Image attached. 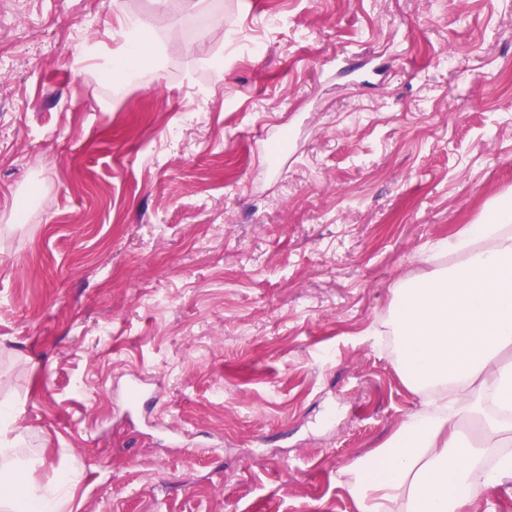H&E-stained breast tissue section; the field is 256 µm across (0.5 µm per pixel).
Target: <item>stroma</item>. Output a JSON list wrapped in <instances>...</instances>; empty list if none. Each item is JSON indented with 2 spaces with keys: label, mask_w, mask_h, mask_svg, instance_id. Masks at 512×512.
Returning <instances> with one entry per match:
<instances>
[{
  "label": "stroma",
  "mask_w": 512,
  "mask_h": 512,
  "mask_svg": "<svg viewBox=\"0 0 512 512\" xmlns=\"http://www.w3.org/2000/svg\"><path fill=\"white\" fill-rule=\"evenodd\" d=\"M124 16L164 48L116 98ZM509 58L512 0H0L24 479L74 473L61 512H357L347 469L420 405L393 290L512 197Z\"/></svg>",
  "instance_id": "stroma-1"
}]
</instances>
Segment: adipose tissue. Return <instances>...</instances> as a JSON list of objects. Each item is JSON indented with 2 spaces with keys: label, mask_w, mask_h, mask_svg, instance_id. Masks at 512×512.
<instances>
[{
  "label": "adipose tissue",
  "mask_w": 512,
  "mask_h": 512,
  "mask_svg": "<svg viewBox=\"0 0 512 512\" xmlns=\"http://www.w3.org/2000/svg\"><path fill=\"white\" fill-rule=\"evenodd\" d=\"M121 36L124 63L104 74L116 96L158 55L137 23ZM434 249L456 263L399 284L385 321L421 404L351 466L346 488L359 512H475L488 488L512 480V200ZM24 435L1 405V476L20 474ZM70 482L1 489L0 512H57Z\"/></svg>",
  "instance_id": "1"
}]
</instances>
